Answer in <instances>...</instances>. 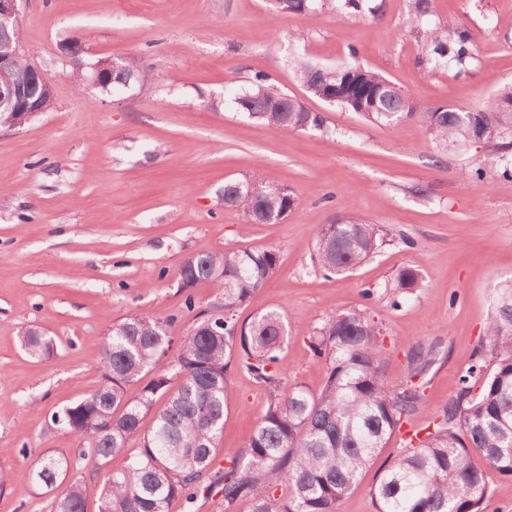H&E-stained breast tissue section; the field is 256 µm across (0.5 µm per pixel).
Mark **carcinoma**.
Segmentation results:
<instances>
[{
  "label": "carcinoma",
  "instance_id": "cac0c4a2",
  "mask_svg": "<svg viewBox=\"0 0 512 512\" xmlns=\"http://www.w3.org/2000/svg\"><path fill=\"white\" fill-rule=\"evenodd\" d=\"M315 9V0L272 3L277 15ZM430 12V0H413L409 25L419 28ZM472 58V33L460 26L431 34L422 61L431 67L463 68ZM121 64L108 76L113 85L129 84L140 72L134 58ZM348 69L358 94L378 95L379 111L358 112L356 102L342 96L345 77L330 78L315 63L298 64L296 78L312 97L324 101L334 94L336 104L367 122L396 126L414 119L439 149L482 144L485 152L473 171L478 182L488 173L512 177V167L504 165L512 151V112L503 111L512 102V84L476 107L443 112L401 89H390L388 79L357 62ZM25 73L22 59L1 74L0 97L9 96ZM235 103L249 119L283 133L323 127L320 114L259 77ZM222 201L241 210L251 224H277L298 204L290 188L251 180L225 183ZM384 245L379 227L366 223L349 205L343 217L318 228L314 263L341 276L368 262ZM277 267L273 248L191 255L179 267L181 278L214 289L224 300V314L208 313L189 292L184 303L195 311L194 319L176 343L168 321L150 315L132 313L111 326L98 358L102 384L55 419L91 443L93 469L111 468L99 493V512H169L173 500L190 502L201 489H212L205 478L214 466L230 408L233 365L269 388L271 401L240 454L214 478L221 484L224 512H233L243 500L250 502V512H338L341 499L397 435L402 448L370 490L376 512H483L488 485L474 457L512 476V280L497 290L479 359L460 375L423 437L419 431L404 432V427L423 404L421 379L436 363V354L414 348L408 354L407 380L389 388L382 372V328L366 308L330 312L313 328L310 349L327 366L319 392L299 384L283 386L284 304L276 302L242 324L236 318V309L265 286ZM422 283L418 270L402 267L387 287L399 295ZM25 346L34 357L54 351L53 341L36 330L26 332ZM150 373L153 379L136 396H128ZM473 379L482 380L478 394L472 392ZM162 397L165 406L155 408ZM149 415L153 426L143 432L141 423ZM67 470L66 457L42 455L18 486L27 491L55 488V512H85L83 481L64 482ZM279 489L287 497H276Z\"/></svg>",
  "mask_w": 512,
  "mask_h": 512
}]
</instances>
